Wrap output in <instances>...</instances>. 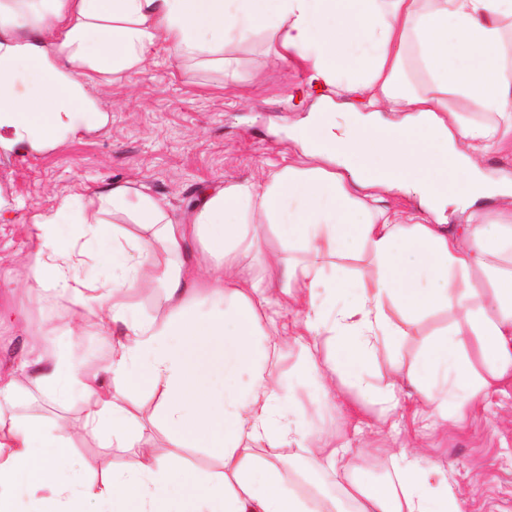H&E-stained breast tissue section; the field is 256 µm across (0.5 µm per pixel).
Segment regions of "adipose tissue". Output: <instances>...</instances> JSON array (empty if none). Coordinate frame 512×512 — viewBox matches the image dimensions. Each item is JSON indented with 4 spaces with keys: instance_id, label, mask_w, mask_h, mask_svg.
Returning <instances> with one entry per match:
<instances>
[{
    "instance_id": "1",
    "label": "adipose tissue",
    "mask_w": 512,
    "mask_h": 512,
    "mask_svg": "<svg viewBox=\"0 0 512 512\" xmlns=\"http://www.w3.org/2000/svg\"><path fill=\"white\" fill-rule=\"evenodd\" d=\"M259 30L305 71L301 161L258 183L225 182L185 217L127 182L33 214L34 297H68L71 335L90 319L106 345L74 368L51 330L29 336L22 371L56 401L80 394L75 425L21 421L19 384L0 379V512L23 498L35 512H88L98 499L112 512L131 500L157 512L198 445L223 470L192 473L189 512H464L441 469L415 452L393 456L388 482L356 479L350 444L304 428L286 377L310 374L365 411L381 389L368 366L442 313L452 326L425 337L412 363L389 358L379 427L394 424L399 384L414 388L415 414L444 421L512 381V183L480 168L512 146V0H0V126L31 148L57 146L72 113L89 129L100 121L86 72L141 70L164 43L219 57L232 77L238 44ZM26 66L40 77L32 93L16 82ZM452 95L481 117L450 108ZM384 112L396 119L377 138ZM456 173L463 187L435 193ZM384 191L415 194L419 206H382ZM491 197L500 206L490 218L475 205ZM449 208L464 223H430ZM102 236L117 266L108 283L81 273L88 238ZM157 288L164 313L138 318V297ZM135 377L158 398L166 460L127 406ZM79 437L126 449L131 467L76 483L68 450ZM293 447L314 450L335 494L287 479Z\"/></svg>"
}]
</instances>
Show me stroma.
<instances>
[{"instance_id":"1","label":"stroma","mask_w":512,"mask_h":512,"mask_svg":"<svg viewBox=\"0 0 512 512\" xmlns=\"http://www.w3.org/2000/svg\"><path fill=\"white\" fill-rule=\"evenodd\" d=\"M235 79L215 62L176 57L156 45L138 72L93 77L87 90L108 116L95 131H80L50 150L17 145L14 128H0V310L12 314L0 325V375L14 373L27 352V331L66 315L64 299L34 303L24 288V258L31 249L32 215L51 210L58 196L81 193L113 181L146 186L172 211L184 213L202 190L229 180L260 181L301 154L292 138L300 115L288 99L305 74L293 60L279 59L263 32L238 52ZM290 387L311 415L315 433L343 428L338 413L322 405L314 379L290 376ZM82 401L72 394L57 403L33 393L20 415L73 421ZM423 451L438 463L464 501L466 512H512V386L491 395L460 422L431 432ZM121 448L96 440L77 442L70 454L73 474L101 479L124 468Z\"/></svg>"}]
</instances>
